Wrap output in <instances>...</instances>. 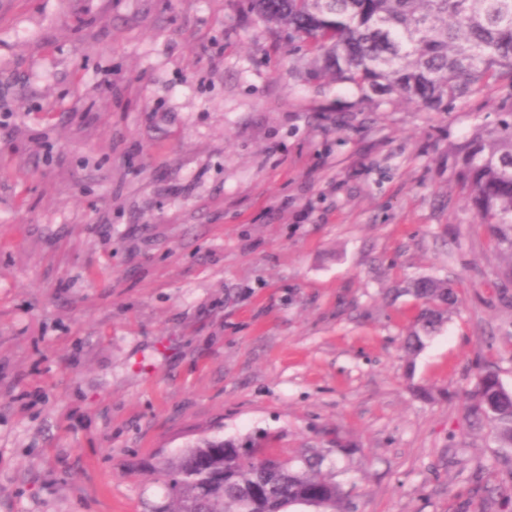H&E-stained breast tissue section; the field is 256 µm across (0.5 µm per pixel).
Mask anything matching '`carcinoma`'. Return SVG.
Segmentation results:
<instances>
[{
	"instance_id": "cac0c4a2",
	"label": "carcinoma",
	"mask_w": 512,
	"mask_h": 512,
	"mask_svg": "<svg viewBox=\"0 0 512 512\" xmlns=\"http://www.w3.org/2000/svg\"><path fill=\"white\" fill-rule=\"evenodd\" d=\"M248 7L273 36L286 31L299 42L308 61L300 76H328L376 108L405 101L419 112H449L496 94L501 118L459 146L457 175L495 245L512 254V0H248ZM407 292L422 303L405 341L415 354L455 293L430 276ZM467 411L512 451V390L480 373ZM333 453H348L339 438L332 448L286 457L267 438H199L154 466L170 500L151 512H351L347 492L324 470Z\"/></svg>"
}]
</instances>
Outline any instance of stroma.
I'll return each instance as SVG.
<instances>
[{
  "instance_id": "1",
  "label": "stroma",
  "mask_w": 512,
  "mask_h": 512,
  "mask_svg": "<svg viewBox=\"0 0 512 512\" xmlns=\"http://www.w3.org/2000/svg\"><path fill=\"white\" fill-rule=\"evenodd\" d=\"M297 61L245 0H0V512H148L161 457L266 433L351 447L353 512H512L465 410L512 388V256L456 177L497 99ZM428 274L458 302L410 357Z\"/></svg>"
}]
</instances>
